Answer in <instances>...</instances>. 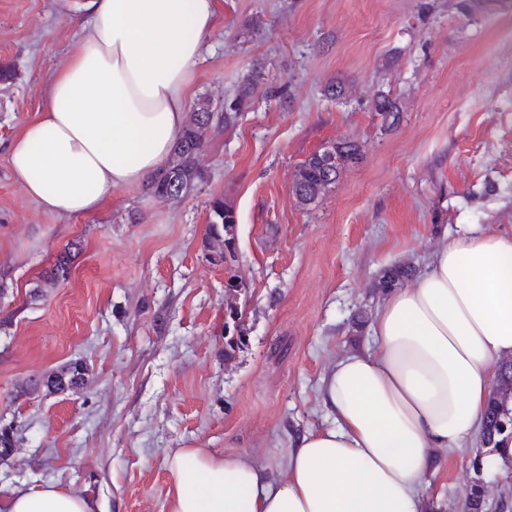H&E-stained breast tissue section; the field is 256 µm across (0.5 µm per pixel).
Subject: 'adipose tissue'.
I'll return each instance as SVG.
<instances>
[{
    "label": "adipose tissue",
    "mask_w": 512,
    "mask_h": 512,
    "mask_svg": "<svg viewBox=\"0 0 512 512\" xmlns=\"http://www.w3.org/2000/svg\"><path fill=\"white\" fill-rule=\"evenodd\" d=\"M89 29L52 76L45 105L15 135L10 169L46 215L92 212L163 170L196 93L219 17L215 0H82ZM374 344L321 380L332 426L289 449L287 476L241 453L177 448L167 512H429L434 452L482 429L490 366L512 355V234L467 232L391 290ZM9 512H100L48 484Z\"/></svg>",
    "instance_id": "ef3b65f1"
}]
</instances>
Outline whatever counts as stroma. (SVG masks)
<instances>
[{
  "mask_svg": "<svg viewBox=\"0 0 512 512\" xmlns=\"http://www.w3.org/2000/svg\"><path fill=\"white\" fill-rule=\"evenodd\" d=\"M197 98L231 100L262 66L240 122L208 141L209 179L179 199L117 191L50 217L8 161L18 130L86 25L74 0H0V512L53 484L102 512H167L176 448L250 453L284 478L297 434L329 425L321 379L371 347L384 269L422 271L464 226L512 232V11L498 0H215ZM343 82L341 99L325 95ZM397 98L387 127L372 101ZM343 139L363 157L313 207L292 184ZM237 218L236 250L205 256L208 202ZM68 253L67 281L47 278ZM240 287L228 293V276ZM246 330L226 354L229 309ZM83 363L80 388L40 381ZM481 439L443 453L432 512H512V462Z\"/></svg>",
  "mask_w": 512,
  "mask_h": 512,
  "instance_id": "35a3bbf8",
  "label": "stroma"
}]
</instances>
